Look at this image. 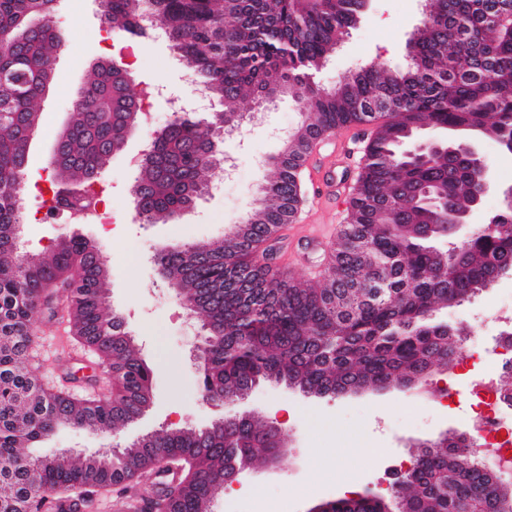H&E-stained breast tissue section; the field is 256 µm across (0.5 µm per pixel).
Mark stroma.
Instances as JSON below:
<instances>
[{"instance_id": "obj_1", "label": "stroma", "mask_w": 512, "mask_h": 512, "mask_svg": "<svg viewBox=\"0 0 512 512\" xmlns=\"http://www.w3.org/2000/svg\"><path fill=\"white\" fill-rule=\"evenodd\" d=\"M55 19L65 44L55 57L54 82L39 101L43 125L29 153V180L33 183L43 182L47 176L56 138L69 120L75 93L90 63L106 54L102 41L107 32L100 0H58ZM421 20L420 0H369L357 24L317 73V80L329 87L370 64L392 69L405 66L407 42ZM135 52L138 59L129 67L135 76L162 85L166 93L191 92L190 76L174 60L164 36L137 41ZM152 111L153 118L143 120L123 151L99 174L114 214L112 224L104 228L71 224L60 217L49 223H27L23 230L22 243L27 249L42 248L76 233L109 253L108 299L152 368L153 404L138 423L115 435L62 427L52 436L50 447L75 454L103 453L146 432L202 427L218 417L258 409L286 431V460L277 467L253 465L250 477L240 484V493L223 495L216 512H260L266 506L275 512H310L322 502L359 493L390 496L399 463L411 461L418 443L438 440L461 428L465 407L455 404L442 408L430 402L432 387L446 385L463 393L471 385L470 377L452 365L436 370L427 387L418 390L391 388L319 399L282 383L264 382L236 405L215 407L203 401L200 375L192 357L194 345L203 340L201 324L188 317L177 296L156 294V258L169 245L223 237L233 224L246 218L260 185L271 174L266 161L280 151L282 131L299 123L300 109L292 98L278 97L262 121L243 124L226 136L224 155L235 160L238 182L204 197L192 212L166 224L143 223L130 197L138 171L129 166V157L172 119L163 97L153 100ZM368 132V127L355 126L342 139H325L319 155L306 162L315 174L304 182L305 205L296 218L301 228L282 233L275 244L276 256H292L288 273L295 279L312 281L325 270L323 254L341 228L346 210L337 207L322 181L330 176L342 186H353L363 163L362 148ZM480 146L490 187L469 218L473 228L501 210L500 192L512 187V153L489 138L481 139ZM510 295L512 276L462 305L448 307L444 316L452 324L466 320L470 332L486 341L494 330L481 324L479 313L497 308L500 298ZM32 322L31 366L42 383L79 395L89 393L92 374L85 365L97 362L98 357L92 349L71 340L67 304L59 305L53 321L37 315ZM356 441L370 445L371 453L344 456V448ZM337 465L343 470L338 480L330 476Z\"/></svg>"}]
</instances>
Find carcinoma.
<instances>
[{
  "instance_id": "1",
  "label": "carcinoma",
  "mask_w": 512,
  "mask_h": 512,
  "mask_svg": "<svg viewBox=\"0 0 512 512\" xmlns=\"http://www.w3.org/2000/svg\"><path fill=\"white\" fill-rule=\"evenodd\" d=\"M56 0H0V512H65L72 491L83 502L135 483L140 498L167 512H211L224 478L256 461L277 465L287 436L260 413L222 417L204 427L147 432L112 456L74 455L43 444L61 427L118 431L153 402L152 370L107 300V262L81 235L21 251L19 188L26 183L24 142L41 121L38 100L53 80L64 42ZM161 29L193 81L221 109L182 113L161 130L130 195L148 224L179 216L209 190L221 166L224 135L281 96L304 112L268 166L260 205L221 239L186 243L158 256L159 275L201 317L202 396L234 403L262 382L285 383L308 397L332 398L365 387L421 384L455 360L464 332L436 317L512 275V209L504 208L453 247L448 213L432 208L439 190L464 211L489 179L462 155L425 163L401 146L420 130L469 131L512 152V0H431L404 69L364 66L326 88L314 76L354 27L364 0H151ZM108 31L148 36L140 0H101ZM146 81L122 65H90L74 100L70 133L48 166L55 202L74 206L87 184L124 148L140 123ZM345 125L370 136L346 213L321 280L301 282L267 265L273 239L294 218L300 175L312 142ZM69 301L75 338L92 348L107 378L124 384L117 399L78 398L44 386L30 370L31 320L52 319ZM32 452L23 453L21 449ZM394 512H512V483L481 467L462 436L423 442L413 468L394 483ZM324 512H385L365 493L324 503Z\"/></svg>"
}]
</instances>
